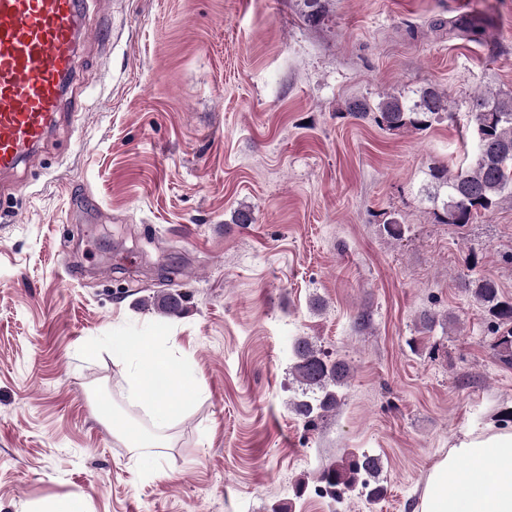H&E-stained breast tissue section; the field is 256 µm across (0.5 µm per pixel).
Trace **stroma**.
Wrapping results in <instances>:
<instances>
[{"instance_id": "35a3bbf8", "label": "stroma", "mask_w": 512, "mask_h": 512, "mask_svg": "<svg viewBox=\"0 0 512 512\" xmlns=\"http://www.w3.org/2000/svg\"><path fill=\"white\" fill-rule=\"evenodd\" d=\"M322 5L315 24L304 0L88 12L74 115L0 181V512H413L448 448L501 428L512 367L465 285L512 297V200L455 226L420 190L432 164L468 165L474 96L512 92V0ZM474 17L476 38L431 27ZM430 84L453 117L425 130L346 111ZM169 292L180 314L153 306ZM137 333L169 337L203 384L168 431L167 479L96 416L108 400L144 417L112 360ZM301 336L352 366L313 427L289 407ZM357 451L381 458L384 499L318 495Z\"/></svg>"}]
</instances>
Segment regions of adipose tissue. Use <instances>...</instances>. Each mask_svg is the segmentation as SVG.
<instances>
[{
	"instance_id": "obj_1",
	"label": "adipose tissue",
	"mask_w": 512,
	"mask_h": 512,
	"mask_svg": "<svg viewBox=\"0 0 512 512\" xmlns=\"http://www.w3.org/2000/svg\"><path fill=\"white\" fill-rule=\"evenodd\" d=\"M167 343L143 334L112 340L113 361L129 366L126 397L145 414L117 430L127 447H159L162 432L201 394L192 367L176 361ZM171 383L177 395H170ZM416 512H512V431L492 430L449 448L433 466Z\"/></svg>"
}]
</instances>
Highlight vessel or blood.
Segmentation results:
<instances>
[{"instance_id": "1", "label": "vessel or blood", "mask_w": 512, "mask_h": 512, "mask_svg": "<svg viewBox=\"0 0 512 512\" xmlns=\"http://www.w3.org/2000/svg\"><path fill=\"white\" fill-rule=\"evenodd\" d=\"M89 0H0V176L32 162L65 117Z\"/></svg>"}]
</instances>
